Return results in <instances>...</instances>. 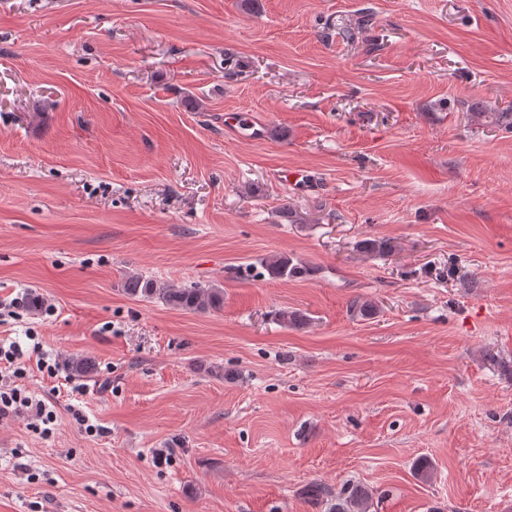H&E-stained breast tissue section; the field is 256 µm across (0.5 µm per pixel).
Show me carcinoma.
I'll return each mask as SVG.
<instances>
[{
    "label": "carcinoma",
    "mask_w": 512,
    "mask_h": 512,
    "mask_svg": "<svg viewBox=\"0 0 512 512\" xmlns=\"http://www.w3.org/2000/svg\"><path fill=\"white\" fill-rule=\"evenodd\" d=\"M359 248L367 254L384 255L393 250L394 241L386 237L369 238L361 241ZM263 269L269 278L278 280L301 278L310 272L304 262L284 254L265 259ZM123 292L136 300L157 298L169 307L182 311L206 312L218 310L224 304V292L219 288L199 284L187 287L165 286L137 273L125 276ZM350 309L363 319H371L378 313L375 303L361 298L354 299ZM307 493L312 499L328 504V512H371L373 507L372 494L358 486L342 495L326 485L314 483L308 487Z\"/></svg>",
    "instance_id": "carcinoma-1"
}]
</instances>
